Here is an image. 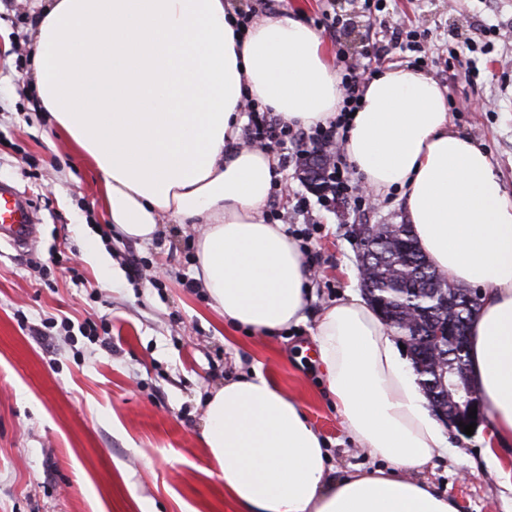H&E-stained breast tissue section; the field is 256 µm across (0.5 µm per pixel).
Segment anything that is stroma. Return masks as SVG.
<instances>
[{"instance_id": "stroma-1", "label": "stroma", "mask_w": 512, "mask_h": 512, "mask_svg": "<svg viewBox=\"0 0 512 512\" xmlns=\"http://www.w3.org/2000/svg\"><path fill=\"white\" fill-rule=\"evenodd\" d=\"M30 5L0 0V185L27 196L38 219L29 249L0 242V512H236L199 441L198 398L257 364L328 439L337 473L372 469L324 391L312 333L350 286L348 271L360 269L361 225L405 223L403 201L363 210L310 200L313 298L304 325L273 337L226 339L223 316L187 285L196 230L176 218H161L152 244L117 233L103 244L123 272L112 283L85 255L108 223L99 177L27 105ZM330 6L345 26L322 37L354 59L372 32L363 0H281L277 12L307 19ZM380 17L424 35L423 70L443 89L453 129L490 153L512 197V0H384ZM52 248L63 264L44 281L28 260ZM72 266L83 283L71 280ZM49 316L106 324L108 342L43 335ZM487 431L425 473L459 512H506L484 455Z\"/></svg>"}]
</instances>
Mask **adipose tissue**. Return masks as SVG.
Segmentation results:
<instances>
[{"mask_svg": "<svg viewBox=\"0 0 512 512\" xmlns=\"http://www.w3.org/2000/svg\"><path fill=\"white\" fill-rule=\"evenodd\" d=\"M32 110L99 173L110 224L151 243L167 214L197 225L194 277L224 323L272 336L306 320L310 271L264 211L275 157L238 146L247 100L290 125L342 106L331 49L300 19L245 30L224 0H33ZM342 151L374 195L404 199L430 263L482 290L471 379L488 406L485 457L512 504V198L489 154L454 132L443 90L391 65L365 84ZM313 342L347 437L378 459L334 475L326 440L261 367L213 389L200 440L237 512H458L422 478L451 444L419 376L354 290L321 312Z\"/></svg>", "mask_w": 512, "mask_h": 512, "instance_id": "ef3b65f1", "label": "adipose tissue"}]
</instances>
